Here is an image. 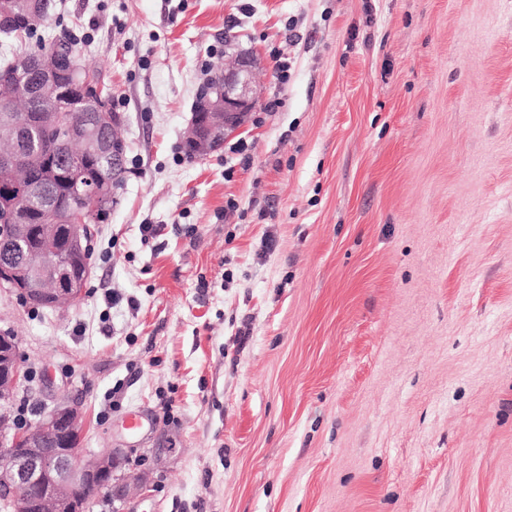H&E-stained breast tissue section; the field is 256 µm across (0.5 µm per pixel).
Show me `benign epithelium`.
<instances>
[{
	"instance_id": "1",
	"label": "benign epithelium",
	"mask_w": 512,
	"mask_h": 512,
	"mask_svg": "<svg viewBox=\"0 0 512 512\" xmlns=\"http://www.w3.org/2000/svg\"><path fill=\"white\" fill-rule=\"evenodd\" d=\"M62 49L39 45L21 61L33 65L42 76L37 92L43 102L38 118L30 113L8 117L16 126L35 122L54 124L68 130L75 124L72 113L62 108V90L56 81ZM255 57L239 51L231 57L224 70L214 73L204 82L205 117L192 116L184 131L183 146L204 157L224 141L226 135L241 128L257 104ZM31 86L26 81L9 86V93L0 106L29 96ZM95 125L110 128L112 165L122 162L123 139L115 132L123 124L120 113L112 111L109 98L101 97L95 104ZM68 239L71 248L80 250L89 230L86 210L79 206L68 217ZM45 248L33 257L17 261L7 256L0 259V284L19 289L34 303L51 302V306H66L77 302L83 287L72 275L71 267L53 258L58 225L46 220L39 225ZM25 377L24 367L17 356L14 337L0 334V500L10 512H86L87 503L101 494H111L112 500L122 501L130 490H144L147 478L143 474L128 476L117 483L115 471L122 466L127 453L112 448L105 455L92 457L83 449L69 444L78 433L80 416L73 406L55 404L42 411L30 429L14 430L10 426L9 403L17 386Z\"/></svg>"
}]
</instances>
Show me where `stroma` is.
<instances>
[{
  "mask_svg": "<svg viewBox=\"0 0 512 512\" xmlns=\"http://www.w3.org/2000/svg\"><path fill=\"white\" fill-rule=\"evenodd\" d=\"M53 4L23 45L73 36L126 174L77 304L0 288L14 407L128 449L118 512H512V0ZM238 51L260 106L189 160ZM95 107V125L101 128H112L113 133L117 132L123 124V119L120 113L112 111L109 98L100 97L96 102Z\"/></svg>",
  "mask_w": 512,
  "mask_h": 512,
  "instance_id": "stroma-1",
  "label": "stroma"
}]
</instances>
